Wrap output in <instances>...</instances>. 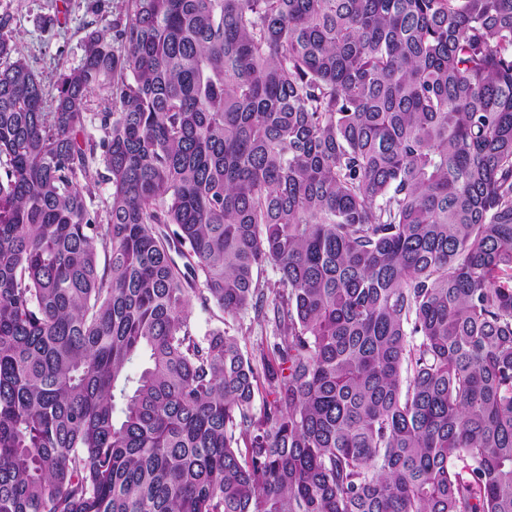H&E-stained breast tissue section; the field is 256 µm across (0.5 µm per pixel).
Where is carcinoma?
I'll list each match as a JSON object with an SVG mask.
<instances>
[{
  "label": "carcinoma",
  "mask_w": 512,
  "mask_h": 512,
  "mask_svg": "<svg viewBox=\"0 0 512 512\" xmlns=\"http://www.w3.org/2000/svg\"><path fill=\"white\" fill-rule=\"evenodd\" d=\"M130 2L0 35V512H512V0ZM129 0H0V16L10 22L3 33L37 74L47 108L64 70L77 68L84 57V37L91 30L112 34L125 19ZM58 15L59 23L48 17ZM191 322L199 335L203 336L210 329L217 326H224L230 334L239 337L241 346L248 352H256L258 344L261 343L262 337L270 336V327L257 321L253 311L249 310L232 321L228 319V324L223 325L221 320L225 319L224 313L213 304L204 307L197 297L192 298ZM230 329H229V327Z\"/></svg>",
  "instance_id": "cac0c4a2"
}]
</instances>
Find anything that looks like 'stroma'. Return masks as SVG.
Here are the masks:
<instances>
[{
    "instance_id": "1",
    "label": "stroma",
    "mask_w": 512,
    "mask_h": 512,
    "mask_svg": "<svg viewBox=\"0 0 512 512\" xmlns=\"http://www.w3.org/2000/svg\"><path fill=\"white\" fill-rule=\"evenodd\" d=\"M128 5V0H0V16H9L6 33L50 100L61 74L81 64L86 33L111 32L125 19Z\"/></svg>"
}]
</instances>
